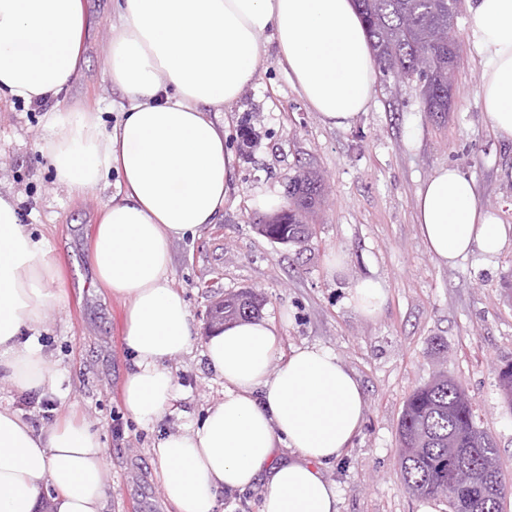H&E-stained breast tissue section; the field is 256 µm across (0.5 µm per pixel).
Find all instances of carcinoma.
<instances>
[{
    "mask_svg": "<svg viewBox=\"0 0 512 512\" xmlns=\"http://www.w3.org/2000/svg\"><path fill=\"white\" fill-rule=\"evenodd\" d=\"M375 52L379 72L402 82L427 87L429 112L448 111V76L460 60L455 20L460 0H356ZM321 179L307 172L288 186V211L268 224L264 236L295 242L312 235L306 215L320 202ZM259 312L251 296L224 299V320L248 318ZM499 387L512 408V364L498 374ZM401 475L405 488L420 496L443 498L448 512L455 500L469 501L474 512H502L504 496L496 484L508 477L498 464L493 438L478 427L472 403L460 385L439 372L407 398L398 425ZM486 471L465 487L452 482L457 469Z\"/></svg>",
    "mask_w": 512,
    "mask_h": 512,
    "instance_id": "obj_1",
    "label": "carcinoma"
}]
</instances>
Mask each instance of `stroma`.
Masks as SVG:
<instances>
[{
  "label": "stroma",
  "instance_id": "1",
  "mask_svg": "<svg viewBox=\"0 0 512 512\" xmlns=\"http://www.w3.org/2000/svg\"><path fill=\"white\" fill-rule=\"evenodd\" d=\"M113 0H88L96 25L86 63L58 95L40 104L0 102V190L11 192L27 229L44 238L61 271L50 288L63 301L38 332L57 374L54 390H22L0 380V406L36 429L75 421L94 432L111 464L106 512H174L155 476L152 447L190 429L224 398V382L202 355L211 301L244 289L262 295V318L280 336V353L318 345L333 350L367 396L364 421L345 456L323 470L340 493L339 512H448L440 499L410 494L401 479L397 427L409 394L441 368L461 383L477 425L497 442L512 474V408L497 384L512 363V246L493 260L475 252L445 266L415 226L418 189L444 165L472 174L483 206L512 225V142L498 139L480 104L484 56L472 47L469 0L457 19L461 61L449 112L425 111L418 85L377 77L367 112L346 128L325 125L279 66L267 42L254 82L222 108L235 163L218 221L172 244V279L197 333L190 353L168 360L175 398L158 421L136 424L123 406L131 356L123 336L124 301L96 281L89 261L102 206L120 192L117 173L81 195L57 183L41 153L43 116L53 108L120 119L102 49L111 36ZM316 171L324 194L311 238L287 245L262 236L260 197L286 198L299 171ZM346 261L330 272L333 254ZM384 282L374 318L349 302L353 284Z\"/></svg>",
  "mask_w": 512,
  "mask_h": 512
}]
</instances>
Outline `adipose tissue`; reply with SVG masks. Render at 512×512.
<instances>
[{
  "label": "adipose tissue",
  "mask_w": 512,
  "mask_h": 512,
  "mask_svg": "<svg viewBox=\"0 0 512 512\" xmlns=\"http://www.w3.org/2000/svg\"><path fill=\"white\" fill-rule=\"evenodd\" d=\"M118 22L105 53L125 98L121 122L96 112L52 109L40 148L73 193L120 176L91 246L96 280L127 300L124 340L132 369L128 414L160 418L175 393L167 360L190 352L187 304L172 283L171 243L224 211L234 158L224 128L207 114L253 82L265 38L294 87L329 126L367 110L375 64L353 0H115ZM471 39L486 56L481 106L491 130L512 141V0H474ZM91 24L86 0H0V99L41 102L76 72ZM415 223L441 263L497 256L512 229L483 206L475 180L441 167L418 190ZM43 240L0 193V369L22 390H54L56 375L35 337L62 295ZM268 320L226 324L204 344L224 398L202 422L160 437L153 449L165 499L176 512H218L222 490L262 484L260 512H338L324 464L340 459L362 426L366 396L332 351L294 348L278 360ZM110 463L98 437L77 422L36 430L0 407V512H105Z\"/></svg>",
  "instance_id": "ef3b65f1"
}]
</instances>
